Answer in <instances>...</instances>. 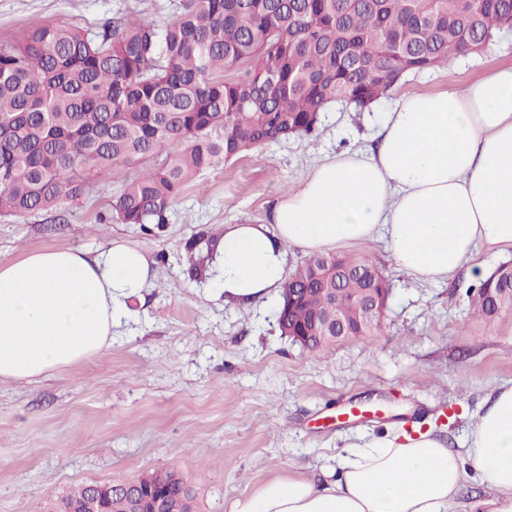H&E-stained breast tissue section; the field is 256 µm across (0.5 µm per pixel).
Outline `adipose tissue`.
<instances>
[{"instance_id": "ef3b65f1", "label": "adipose tissue", "mask_w": 512, "mask_h": 512, "mask_svg": "<svg viewBox=\"0 0 512 512\" xmlns=\"http://www.w3.org/2000/svg\"><path fill=\"white\" fill-rule=\"evenodd\" d=\"M376 150L315 164L281 193L270 225L227 226L219 247L226 298L248 305L280 290L287 251L336 250L382 237L419 282L467 269L478 250L512 248V68L385 112ZM154 277L143 249L115 242L97 255L31 250L0 265V379L47 376L105 353L112 326ZM486 493L468 512H512V386H499L465 453L424 431L355 444L334 478L278 477L232 499L228 512H455L462 487Z\"/></svg>"}]
</instances>
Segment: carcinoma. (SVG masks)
Listing matches in <instances>:
<instances>
[{
    "label": "carcinoma",
    "mask_w": 512,
    "mask_h": 512,
    "mask_svg": "<svg viewBox=\"0 0 512 512\" xmlns=\"http://www.w3.org/2000/svg\"><path fill=\"white\" fill-rule=\"evenodd\" d=\"M489 20L512 21V0H187L170 22L137 20L93 36L67 25L30 27L0 48V213L22 215L120 183L107 222L147 231L168 223L187 185L257 146L318 136L320 112L365 108L401 75L468 54ZM137 170L133 177L131 170ZM313 254L288 275L279 328L306 326L331 302L316 295ZM348 292L386 288L368 258L341 256ZM512 308L500 266L473 289ZM134 481L186 490L168 469Z\"/></svg>",
    "instance_id": "cac0c4a2"
}]
</instances>
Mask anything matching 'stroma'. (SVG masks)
Returning <instances> with one entry per match:
<instances>
[{
	"instance_id": "stroma-1",
	"label": "stroma",
	"mask_w": 512,
	"mask_h": 512,
	"mask_svg": "<svg viewBox=\"0 0 512 512\" xmlns=\"http://www.w3.org/2000/svg\"><path fill=\"white\" fill-rule=\"evenodd\" d=\"M184 0H0V44L35 24L87 33L135 19L163 24ZM512 67V31L482 53L404 77L371 111L331 105L317 137L271 141L189 186L162 228L103 224L118 187L99 181L79 203L0 214V264L33 249L95 254L118 241L145 249L155 276L128 300L103 355L35 382L0 381V512H44L72 489L178 471L197 512L276 476L324 480L358 437L433 431L462 447L500 385L512 383V311L487 318L470 301L472 279L421 283L383 242L352 247L387 276L392 297L377 335L310 352L281 336L278 294L250 306L213 286L211 240L230 224H266L279 194L323 157L370 147L384 112L406 93H432ZM207 258L201 273L190 258Z\"/></svg>"
}]
</instances>
